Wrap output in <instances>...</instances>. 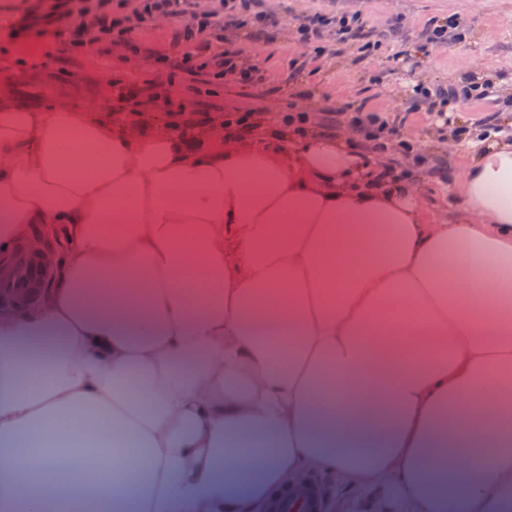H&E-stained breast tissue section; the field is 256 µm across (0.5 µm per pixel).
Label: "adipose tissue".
Returning <instances> with one entry per match:
<instances>
[{
    "mask_svg": "<svg viewBox=\"0 0 512 512\" xmlns=\"http://www.w3.org/2000/svg\"><path fill=\"white\" fill-rule=\"evenodd\" d=\"M510 127L448 224L345 134L191 146L0 95V263L60 247L44 300L0 310V512H260L311 472L512 512Z\"/></svg>",
    "mask_w": 512,
    "mask_h": 512,
    "instance_id": "obj_1",
    "label": "adipose tissue"
}]
</instances>
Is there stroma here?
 <instances>
[{
  "instance_id": "1",
  "label": "stroma",
  "mask_w": 512,
  "mask_h": 512,
  "mask_svg": "<svg viewBox=\"0 0 512 512\" xmlns=\"http://www.w3.org/2000/svg\"><path fill=\"white\" fill-rule=\"evenodd\" d=\"M18 3L0 0V77L22 107L43 110L59 101L77 109L92 105L108 122L118 114L120 85L151 83L160 96L150 101L149 110L162 120L163 95L185 96L183 85L169 84L165 70L121 45L108 44L101 51L77 56L50 34L8 37ZM314 10L361 13L381 49L365 59L353 46L317 54L297 34L299 20ZM271 12L275 22L261 36H253L251 28L222 23L216 33L203 37L208 56L236 46L247 64L265 74V83L258 86L215 85L213 91L225 106L245 109L260 101L274 116L292 105L318 112L328 105L365 104L383 113L401 137L426 140L423 156L445 175L419 173L423 206L458 222L461 206L454 182L467 161V145L462 142L451 149L441 137L458 122L494 125L500 112L512 110V0H288ZM451 18L461 24L460 38L429 41L431 24ZM467 80L491 82V96L457 102L442 116L413 96L418 84L456 85Z\"/></svg>"
}]
</instances>
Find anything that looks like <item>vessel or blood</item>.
Wrapping results in <instances>:
<instances>
[{
	"label": "vessel or blood",
	"instance_id": "1",
	"mask_svg": "<svg viewBox=\"0 0 512 512\" xmlns=\"http://www.w3.org/2000/svg\"><path fill=\"white\" fill-rule=\"evenodd\" d=\"M49 271L39 253L19 246L7 269H0V302L11 305L36 302ZM324 490L321 485L306 482L276 495L266 512H323Z\"/></svg>",
	"mask_w": 512,
	"mask_h": 512
}]
</instances>
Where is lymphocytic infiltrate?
<instances>
[{
	"label": "lymphocytic infiltrate",
	"instance_id": "1",
	"mask_svg": "<svg viewBox=\"0 0 512 512\" xmlns=\"http://www.w3.org/2000/svg\"><path fill=\"white\" fill-rule=\"evenodd\" d=\"M126 8L125 0H21L19 17L11 31L16 35L53 31L66 36L71 50L87 53L105 42L128 44L136 24L151 22L159 16L174 21L188 15L192 22L181 33L188 50L176 58L151 52L146 56L147 61L163 66L170 76H182L188 83V91L193 93L198 92L200 83L207 77L232 79L242 84L262 82L257 67L244 65L241 49L228 48L217 57L200 60L194 42L198 34L215 27V14L194 11L192 0H139L133 18ZM298 31L304 43L316 47L328 36L339 44L358 43L364 53L376 46L370 31L356 15L316 12L299 24ZM346 125L358 135L360 149L382 156V163L371 172L374 180L396 178L397 158L401 155L412 157L419 167L426 163L425 157L416 154L412 143L397 136L381 113L363 105L323 109L319 123L322 135H336Z\"/></svg>",
	"mask_w": 512,
	"mask_h": 512
}]
</instances>
